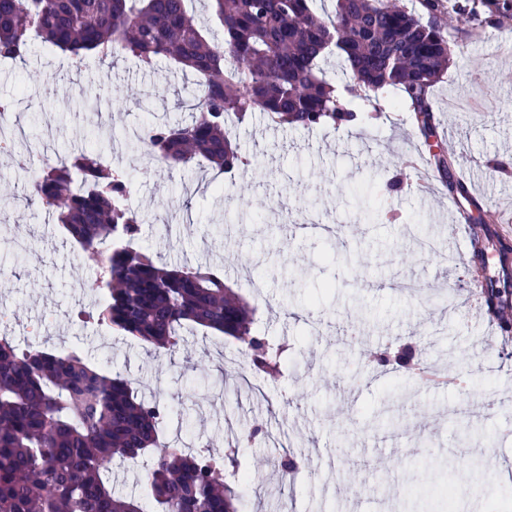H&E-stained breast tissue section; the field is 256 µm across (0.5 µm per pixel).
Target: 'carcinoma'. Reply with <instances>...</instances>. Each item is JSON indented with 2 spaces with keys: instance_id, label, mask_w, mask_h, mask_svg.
I'll return each instance as SVG.
<instances>
[{
  "instance_id": "carcinoma-1",
  "label": "carcinoma",
  "mask_w": 512,
  "mask_h": 512,
  "mask_svg": "<svg viewBox=\"0 0 512 512\" xmlns=\"http://www.w3.org/2000/svg\"><path fill=\"white\" fill-rule=\"evenodd\" d=\"M224 30L210 39L187 0H0V55L24 59L41 42L76 64L94 55L132 56L146 67L163 58L195 77L199 95L187 123H156L147 145L168 168L199 159L218 174L244 158L231 121L259 111L275 127L348 126L356 116L327 81L334 57L356 85L393 89V107L414 113L424 137L435 134L432 92L448 72V36L439 18L466 11L477 26L512 20V0H419L410 11L392 0H336L324 18L312 0H209ZM105 151L81 150L44 164L27 196L52 213L80 248L97 257L106 301L95 318L132 337L149 353L173 352L183 332L212 330L238 341L256 372L278 366L280 348L257 325L256 309L206 265L173 266L140 244L143 216L128 207L131 183L104 162ZM497 255L500 271L486 268ZM488 317L512 335V288L500 273L512 244L485 227L474 231ZM405 344L376 350L377 368H407ZM165 410L133 382L88 360L77 347L21 349L0 338V512H242L247 474L237 453H192L159 440ZM147 456L144 499L112 491L104 473L116 458ZM301 458L279 460L281 479Z\"/></svg>"
}]
</instances>
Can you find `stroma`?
Wrapping results in <instances>:
<instances>
[{"mask_svg":"<svg viewBox=\"0 0 512 512\" xmlns=\"http://www.w3.org/2000/svg\"><path fill=\"white\" fill-rule=\"evenodd\" d=\"M449 42L431 139L409 112L377 113L348 92L349 75L331 61L328 78L367 120L303 130L253 112L235 130L250 164L220 194L215 172L171 170L128 148L144 126L190 118L198 87L167 61L145 70L130 56L111 65L90 58L77 68L38 46L0 67V99L19 115L35 162L95 148L97 132L110 130L112 163L134 181L129 205L146 218L143 243L177 264H211L248 298V277H260L259 325L288 352L283 375L263 381L256 397L240 384L252 369L232 338L189 334L175 354L151 356L125 336L101 335L79 318L97 265L34 206L0 209V227L23 225L27 239L20 255L0 235V295L10 300L15 342L80 346L154 389L166 406L163 437L217 455L236 449L251 477L245 512H468L493 496L512 504V358L467 303L471 252L461 229L462 213L496 220L512 211V169L498 162L512 154V21L479 28L456 15ZM432 150L467 182L473 199L462 208L449 207L440 177L438 195L423 203L418 165ZM375 175L403 181L386 201L398 222L365 223L354 203ZM309 218L330 234L304 231ZM409 280L424 292L400 290ZM390 343L416 345L431 370L454 371L457 385L364 372L366 349ZM282 416L293 450L312 461L288 484L270 469L277 450L245 439L257 423L276 431ZM451 487L475 489L474 502L449 500Z\"/></svg>","mask_w":512,"mask_h":512,"instance_id":"stroma-1","label":"stroma"}]
</instances>
